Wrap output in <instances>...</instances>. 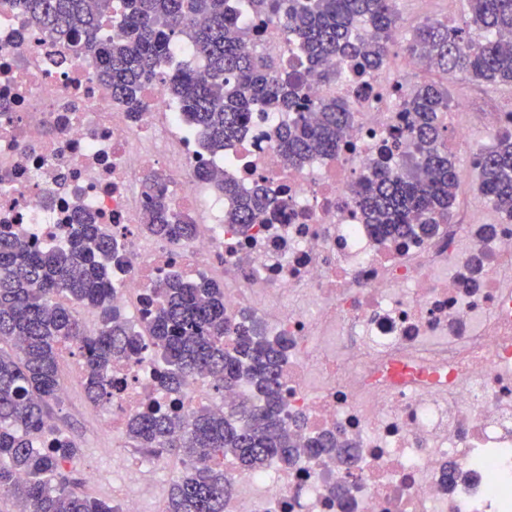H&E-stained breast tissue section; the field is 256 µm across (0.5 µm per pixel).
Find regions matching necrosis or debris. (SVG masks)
I'll list each match as a JSON object with an SVG mask.
<instances>
[{
	"mask_svg": "<svg viewBox=\"0 0 512 512\" xmlns=\"http://www.w3.org/2000/svg\"><path fill=\"white\" fill-rule=\"evenodd\" d=\"M244 22L255 32L248 51L300 65L282 20ZM405 38V28L392 33L380 69L354 76L340 61L335 83L309 77L308 96L336 97L351 122L335 156L291 166L276 137L287 113H252L248 137L212 156L160 81L146 83L145 109L131 117L95 59L0 0V230L63 247L82 205L114 241L122 263L112 301L138 326L169 274L219 283L229 320L249 316L291 339L284 397L288 415L305 419L299 440L337 428L359 444L350 473L306 455L285 470L225 468V512H512V219L473 215L483 148L472 137L476 125L490 136L512 131V104L450 99L448 148L465 150L467 165L449 222L428 237L378 241L352 190L377 161L397 164L413 148L401 93L425 66ZM202 165L245 190L263 184L287 209L232 229L223 194L197 176ZM157 191L174 217L192 218L195 237L143 232ZM162 370L150 344L114 361L99 430L120 435L148 408L173 405L185 425L198 404L221 411L240 396L211 397L215 382L204 376L173 395L158 382ZM345 477L344 505L329 490Z\"/></svg>",
	"mask_w": 512,
	"mask_h": 512,
	"instance_id": "obj_1",
	"label": "necrosis or debris"
}]
</instances>
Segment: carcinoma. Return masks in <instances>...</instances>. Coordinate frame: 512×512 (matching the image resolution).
I'll use <instances>...</instances> for the list:
<instances>
[{
    "label": "carcinoma",
    "instance_id": "obj_1",
    "mask_svg": "<svg viewBox=\"0 0 512 512\" xmlns=\"http://www.w3.org/2000/svg\"><path fill=\"white\" fill-rule=\"evenodd\" d=\"M56 40L98 62V76L113 99L133 117L143 111V85L158 76L170 44L188 38L208 68L200 80L190 66L164 72L166 94L187 121L202 132L207 150L224 147L248 131L251 112H288L291 121L277 132L288 163L300 166L316 155H333L351 120L334 96L309 99L302 74L280 67L275 57L248 54L252 31L240 18L277 17L284 35L308 59L323 82L336 81L331 59L377 69L388 55V35L396 28V0H17ZM462 27L427 20L406 50L445 77L463 73L486 84H512V51L495 36L512 33V0H465ZM119 17L115 33L99 36L104 20ZM413 113L409 134L414 151L390 168L378 163L353 189L357 206L381 238H419L448 223L458 170L448 154L440 114L448 111V85L419 82L406 96ZM479 179L483 194L512 218V135L496 137L483 153ZM216 188L229 202L226 223L247 232L263 215L285 204L263 188L243 193L231 182ZM143 230L183 240L196 230L189 217L171 219L166 198L149 196ZM112 238L93 217L77 216L65 248L29 246L0 233V497L17 512H116L112 503L89 497L69 479L65 464L80 450L68 439L49 440L47 414L59 400V350L78 347L84 359L88 399L100 401L112 359L143 346L112 305ZM162 304L148 323L152 344L165 370L159 378L178 394L187 379L211 375L225 389L248 388L259 400L239 402L227 414L200 406L184 429L170 410L152 408L127 426L139 448H171L181 456L182 474L172 482L165 512H224L228 492L224 456L243 470H259L275 460L293 465L305 453L315 458L354 462L352 444L324 433L301 449L288 423L283 374L288 339L264 335L256 321L233 323L224 316V289L208 281L185 282L172 275L161 286ZM98 313L99 326L87 331L72 306Z\"/></svg>",
    "mask_w": 512,
    "mask_h": 512
}]
</instances>
